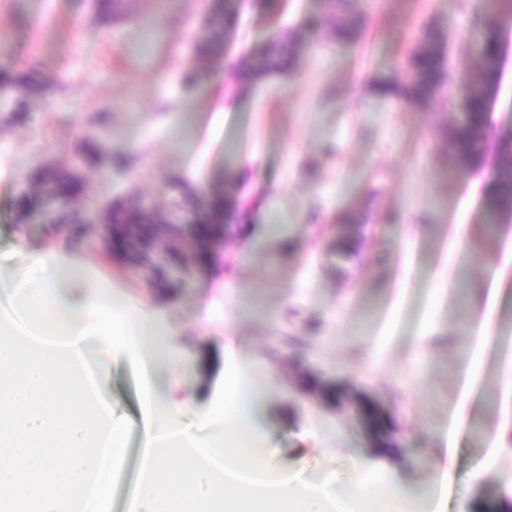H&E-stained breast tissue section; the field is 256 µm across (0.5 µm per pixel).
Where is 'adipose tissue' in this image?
I'll use <instances>...</instances> for the list:
<instances>
[{"instance_id": "adipose-tissue-1", "label": "adipose tissue", "mask_w": 512, "mask_h": 512, "mask_svg": "<svg viewBox=\"0 0 512 512\" xmlns=\"http://www.w3.org/2000/svg\"><path fill=\"white\" fill-rule=\"evenodd\" d=\"M90 270L65 251L35 255L30 276L13 280L21 310H0V512H69L82 492V512H105L110 477L127 447V426L111 412L91 417L88 389L74 365L91 339L104 353L121 345L142 375L144 442L151 454L131 512H364L372 501L421 512H446L448 481L458 456L456 424L442 433L436 477L418 492L368 480L358 461L347 483L279 473L262 449L252 413L259 398L245 369L223 374L230 405L216 406L193 426H176L183 406L151 382L168 356L170 326L135 313L105 291L87 292ZM74 296L59 294V285Z\"/></svg>"}]
</instances>
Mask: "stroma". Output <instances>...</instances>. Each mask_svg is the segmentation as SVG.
Segmentation results:
<instances>
[{"instance_id":"obj_1","label":"stroma","mask_w":512,"mask_h":512,"mask_svg":"<svg viewBox=\"0 0 512 512\" xmlns=\"http://www.w3.org/2000/svg\"><path fill=\"white\" fill-rule=\"evenodd\" d=\"M485 0H360L362 40L337 41L332 23L305 28L323 0H245L221 58L197 40L211 0H119V18L93 0H0V73L37 75L42 94L0 109V301L36 253L60 248L94 270L131 307L173 327L170 357L155 377L188 402L191 426L217 402L232 347L263 398L253 413L274 466L327 478L375 456L353 403L309 399L304 377L360 392L391 415L401 446L374 481L414 490L435 476L439 435L455 410L465 418L447 512H488L512 486V453L479 477L474 459L489 437L512 432L503 388L512 373V218L485 224L486 188L504 163L489 150L482 168L459 167L444 131L459 117L472 70L458 45L471 41ZM503 39L502 76L490 104L492 139L512 134V0L494 11ZM449 42L452 103L426 110L374 93L399 79L422 29ZM303 40L290 76L257 81L243 66L283 37ZM250 159L247 180L235 172ZM72 177L73 211L132 195L165 211L171 179L213 197L248 196L252 224L220 244L228 321L205 325L214 294L207 268L157 288L133 260L113 256L95 229L73 235L20 204L31 176ZM499 284L495 304L488 290ZM484 309L498 345L472 353L473 315ZM81 364L114 419L138 447L146 418L140 376L120 352ZM473 363L475 391L462 396Z\"/></svg>"}]
</instances>
